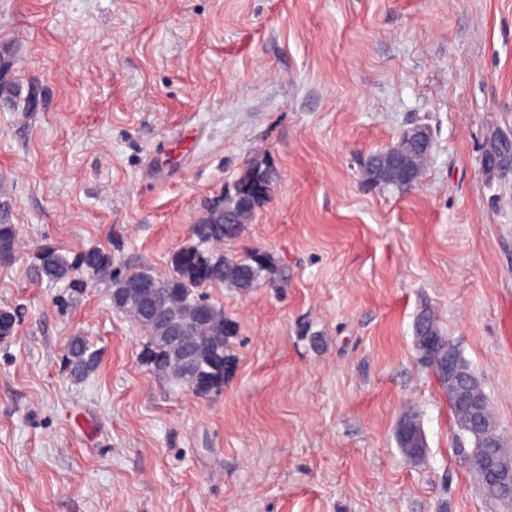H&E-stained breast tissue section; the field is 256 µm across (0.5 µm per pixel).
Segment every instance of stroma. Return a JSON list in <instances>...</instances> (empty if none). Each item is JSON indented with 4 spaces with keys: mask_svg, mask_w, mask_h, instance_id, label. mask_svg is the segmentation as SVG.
<instances>
[{
    "mask_svg": "<svg viewBox=\"0 0 512 512\" xmlns=\"http://www.w3.org/2000/svg\"><path fill=\"white\" fill-rule=\"evenodd\" d=\"M0 512H512L457 448L415 349L432 308L512 444V0H0ZM428 126L421 184L361 163ZM278 180L225 252L270 282L212 286L236 321L220 391L171 386L108 281L52 284L35 247H101L163 277L255 161ZM100 356L74 381L73 336ZM420 415L416 460L395 438ZM483 165L487 171L508 175L512 173V139L494 136L484 153Z\"/></svg>",
    "mask_w": 512,
    "mask_h": 512,
    "instance_id": "stroma-1",
    "label": "stroma"
}]
</instances>
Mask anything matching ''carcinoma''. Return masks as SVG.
I'll return each instance as SVG.
<instances>
[{
	"instance_id": "1",
	"label": "carcinoma",
	"mask_w": 512,
	"mask_h": 512,
	"mask_svg": "<svg viewBox=\"0 0 512 512\" xmlns=\"http://www.w3.org/2000/svg\"><path fill=\"white\" fill-rule=\"evenodd\" d=\"M407 157L413 172L404 181L385 178V152L369 155L363 163L364 182L371 186L392 185L400 190H412L419 186L424 174L426 156L416 142L401 136L394 145ZM483 165L486 170L508 175L512 173V139L495 136L484 153ZM277 174L266 162H256L231 187L224 192V207L234 219L196 224L192 236L197 243L175 251L170 258L171 271L165 278H157L148 271L140 275L157 284V306L166 319L183 322L193 329L197 349L190 361V373L185 376L178 369L173 352L162 339V322L147 316L140 309L137 300L127 295L129 273L115 267L112 254L94 247L75 254L73 257L50 246L33 250L32 263L38 274L52 282H66L73 287L79 280L76 276L88 273L107 280L111 285L112 306L130 314L146 332L141 355L143 362L154 373L169 378L172 382L188 386L199 394L218 391L224 385V376L233 366V358L228 353L230 339L235 336V323L224 316V309L211 302L203 288L228 285L245 293L266 281L271 269L266 255L255 252L245 257L229 254L221 249L224 242L236 239L252 219L256 208L273 191ZM17 243V231L13 224L0 222V260L12 258ZM415 346L422 365L430 368L439 383L448 393L450 411L458 428L457 442L460 446L475 445L470 435L472 417L453 402V390L473 387L481 397H486L481 386L472 374L468 363L460 352H455V361L463 372V377L451 380L448 377V337L441 330L434 313L422 310L415 321ZM66 357L70 362L75 378L83 379L95 371L98 356L82 336L70 339ZM484 432L499 438L492 448L480 452H469L471 469L478 475L481 484H489L495 475L483 469L485 456L512 460V451L500 436L490 411L482 416ZM396 439L398 447L409 460L420 456L425 447L424 432L419 416L409 411L400 420Z\"/></svg>"
}]
</instances>
